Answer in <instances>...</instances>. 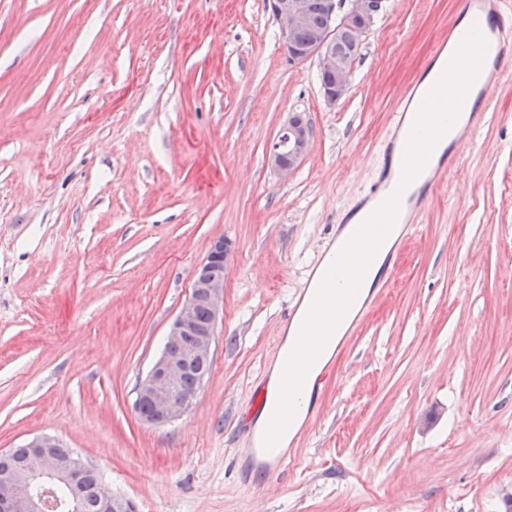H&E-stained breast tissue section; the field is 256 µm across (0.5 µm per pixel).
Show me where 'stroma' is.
<instances>
[{"instance_id":"obj_1","label":"stroma","mask_w":512,"mask_h":512,"mask_svg":"<svg viewBox=\"0 0 512 512\" xmlns=\"http://www.w3.org/2000/svg\"><path fill=\"white\" fill-rule=\"evenodd\" d=\"M460 8L384 0L330 104L266 0H0V451L58 437L138 512H506L512 54L291 465H253L238 425ZM294 113L311 148L283 180L268 152ZM218 236L210 377L182 417L147 424L136 385Z\"/></svg>"}]
</instances>
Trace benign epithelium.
<instances>
[{"instance_id": "1", "label": "benign epithelium", "mask_w": 512, "mask_h": 512, "mask_svg": "<svg viewBox=\"0 0 512 512\" xmlns=\"http://www.w3.org/2000/svg\"><path fill=\"white\" fill-rule=\"evenodd\" d=\"M277 22L286 59L300 64L315 59L324 77V99L333 103L349 89L351 67L344 60L337 43L338 29L366 33L377 13L375 0H324V26L311 33L307 42L295 41V34L307 24L305 0H269ZM311 146L308 123L298 114L280 128L269 151V161L278 175L286 180L297 169ZM228 245L219 237L210 245L204 261L193 273L189 299L172 321L167 342L184 336L195 337L194 345L183 352L163 349L146 376L136 386V404L147 402L152 415L147 423L161 425L180 418L190 408L193 395L180 391L182 375L192 365L199 367L198 385L210 374L217 327L224 316V281ZM209 311L208 322L198 320L200 308ZM58 444V439L36 435L26 441L32 450L31 462L14 473L0 478V512H54L59 508L57 490L71 493L70 512H83L79 487L89 470L78 456H47L43 449ZM98 507L101 512H133L131 501L116 496L100 485Z\"/></svg>"}]
</instances>
